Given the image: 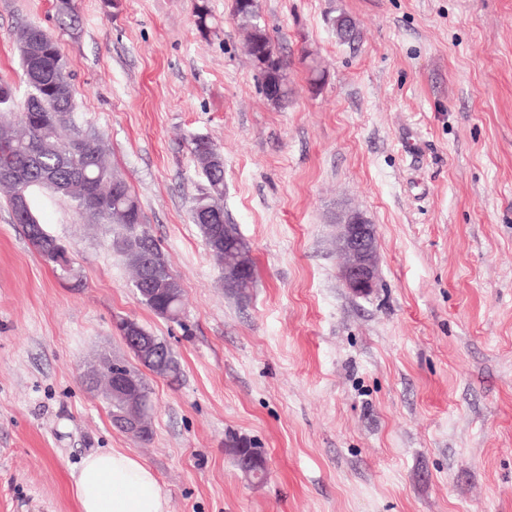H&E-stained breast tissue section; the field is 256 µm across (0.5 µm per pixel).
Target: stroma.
<instances>
[{
    "instance_id": "stroma-1",
    "label": "stroma",
    "mask_w": 512,
    "mask_h": 512,
    "mask_svg": "<svg viewBox=\"0 0 512 512\" xmlns=\"http://www.w3.org/2000/svg\"><path fill=\"white\" fill-rule=\"evenodd\" d=\"M234 0H75L59 33L77 125L96 129L183 289L180 321L142 302L112 230L34 193L72 260L45 263L0 195V512H79L71 474L118 448L151 467L172 512H512V0H258L288 64L274 105ZM54 0H0V80L24 100L16 33ZM346 15L359 36L337 39ZM323 71L311 83L309 59ZM224 159V221L255 268L245 295L191 220ZM378 232L379 282L345 287L336 214ZM171 348L146 374L152 437L112 424L89 381L138 361L120 321ZM262 448L264 481L224 450Z\"/></svg>"
}]
</instances>
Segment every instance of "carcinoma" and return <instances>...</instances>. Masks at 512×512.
<instances>
[{"instance_id":"1","label":"carcinoma","mask_w":512,"mask_h":512,"mask_svg":"<svg viewBox=\"0 0 512 512\" xmlns=\"http://www.w3.org/2000/svg\"><path fill=\"white\" fill-rule=\"evenodd\" d=\"M194 13L196 25L200 31L209 29L211 14L207 0H195ZM56 24L59 30L76 35L80 30L79 16L75 10L74 0H56ZM234 16L240 24H249L250 30L258 31L255 35L256 45L252 60L260 72H265L262 58L270 61V67L283 82L282 98H288V83L285 64L276 55L265 25L261 23L258 0H234ZM48 48L54 65L32 79L27 71H22L28 93L25 101H34V110H26L25 105H16V101L0 102V112L19 109L17 119L10 122L6 131L0 133V168L31 165V153L34 146H39L38 167L48 180L40 185L56 195L69 199L75 208L82 213L90 224L103 222L116 226L112 238V248L124 260L128 268L135 274L134 283L144 277L142 255L151 254L160 267L157 277L164 283V288L143 302L156 314L163 313L170 307L182 306L183 289L180 281L171 275L170 267L165 260L154 238L142 228L143 214L138 199L131 193L126 181L112 168L107 159V149L99 134L89 128L77 126L72 118L74 112L73 86L70 78L69 65L61 53L57 39L48 34ZM64 83L67 94L58 95L55 86ZM70 128L71 135L67 139L60 137L59 131ZM80 141L83 151L66 157L58 153V148L66 143ZM220 154L215 144L206 139L202 142L193 141L191 155L197 166L206 176V184L199 190L192 208V220L197 224L207 249L217 258L221 267H232L236 263L234 252L224 241L239 238L237 229L232 224L224 223V175L209 178L212 159ZM83 172V179L94 182L101 195L109 203V216L102 220L97 215L86 211L80 202L79 182L72 180L77 171ZM205 211L212 217L211 222L197 220L199 211ZM36 252L54 267L60 262H68L65 258L64 245L56 238L45 233L39 237H27ZM225 451L233 456L237 453L252 457L263 456L258 448L246 447L236 437H229L224 442Z\"/></svg>"}]
</instances>
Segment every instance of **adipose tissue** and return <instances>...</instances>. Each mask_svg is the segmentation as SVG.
Segmentation results:
<instances>
[{
	"label": "adipose tissue",
	"instance_id": "obj_1",
	"mask_svg": "<svg viewBox=\"0 0 512 512\" xmlns=\"http://www.w3.org/2000/svg\"><path fill=\"white\" fill-rule=\"evenodd\" d=\"M80 512H170L153 470L120 449L88 453L73 475Z\"/></svg>",
	"mask_w": 512,
	"mask_h": 512
}]
</instances>
